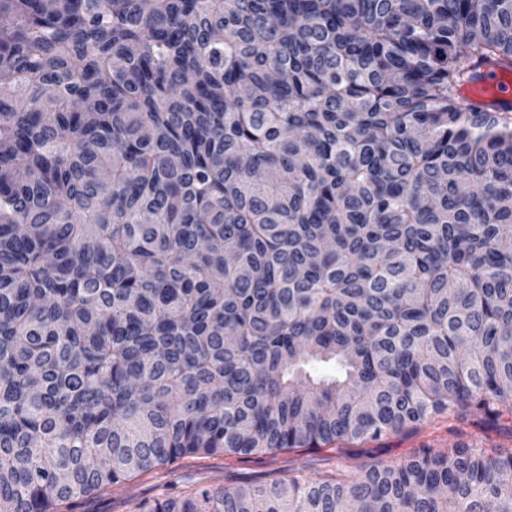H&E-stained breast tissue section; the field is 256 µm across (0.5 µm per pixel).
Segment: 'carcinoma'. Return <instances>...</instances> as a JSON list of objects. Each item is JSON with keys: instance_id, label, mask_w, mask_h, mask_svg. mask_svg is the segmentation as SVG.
Masks as SVG:
<instances>
[{"instance_id": "1", "label": "carcinoma", "mask_w": 512, "mask_h": 512, "mask_svg": "<svg viewBox=\"0 0 512 512\" xmlns=\"http://www.w3.org/2000/svg\"><path fill=\"white\" fill-rule=\"evenodd\" d=\"M512 0H0V502L512 417ZM512 512V448L137 512ZM482 77L468 82L462 95L483 112L512 107V68L483 65Z\"/></svg>"}]
</instances>
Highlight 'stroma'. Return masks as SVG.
<instances>
[{
	"mask_svg": "<svg viewBox=\"0 0 512 512\" xmlns=\"http://www.w3.org/2000/svg\"><path fill=\"white\" fill-rule=\"evenodd\" d=\"M507 430H493L479 423H461L439 417L415 431L394 432L376 441H352L318 451L297 448L276 454L225 456L185 454L171 463L133 475L98 496L77 501L72 512H135L139 502L200 487L226 485L228 479H285L295 472L314 475L339 465L357 468L368 464L406 461L424 447L445 448L462 440L482 444L507 440Z\"/></svg>",
	"mask_w": 512,
	"mask_h": 512,
	"instance_id": "35a3bbf8",
	"label": "stroma"
}]
</instances>
